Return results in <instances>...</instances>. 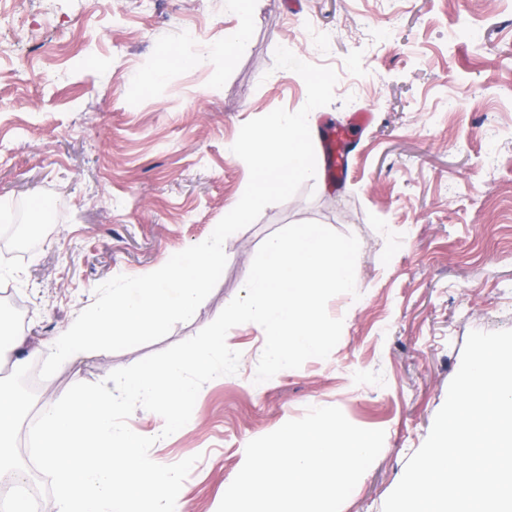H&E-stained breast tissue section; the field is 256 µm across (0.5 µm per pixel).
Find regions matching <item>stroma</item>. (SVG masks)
Listing matches in <instances>:
<instances>
[{
    "label": "stroma",
    "mask_w": 512,
    "mask_h": 512,
    "mask_svg": "<svg viewBox=\"0 0 512 512\" xmlns=\"http://www.w3.org/2000/svg\"><path fill=\"white\" fill-rule=\"evenodd\" d=\"M236 24L225 0H0V204L57 212L29 256L0 255V290L31 310L18 331L29 348L98 285L209 237L249 177L227 151L241 126L306 101L303 79L275 68L276 47L337 73L315 133L373 114L347 146L344 182L315 142L319 178L225 240V269L193 319L61 366L33 411L194 336L242 294L267 238L317 222L360 242L356 294L327 304L344 321L338 344L258 384L264 337L233 327L237 373L205 383L189 423L150 457L197 456L184 512H217L250 440L335 406L385 432L341 512H382L469 333L512 329V0H257L229 61L188 65Z\"/></svg>",
    "instance_id": "obj_1"
}]
</instances>
